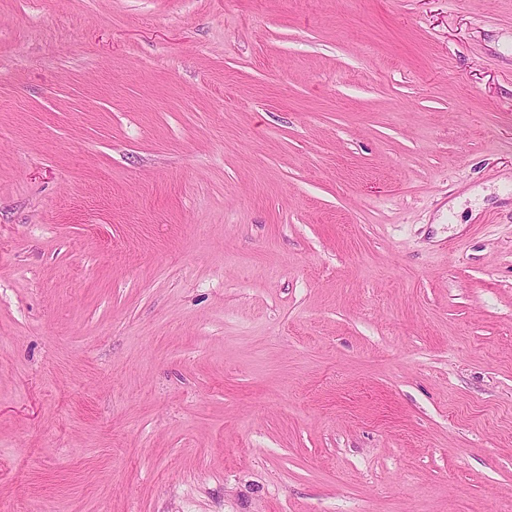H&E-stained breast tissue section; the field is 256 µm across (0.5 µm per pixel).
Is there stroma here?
Wrapping results in <instances>:
<instances>
[{
    "label": "stroma",
    "instance_id": "obj_1",
    "mask_svg": "<svg viewBox=\"0 0 512 512\" xmlns=\"http://www.w3.org/2000/svg\"><path fill=\"white\" fill-rule=\"evenodd\" d=\"M0 512H512V0H0Z\"/></svg>",
    "mask_w": 512,
    "mask_h": 512
}]
</instances>
